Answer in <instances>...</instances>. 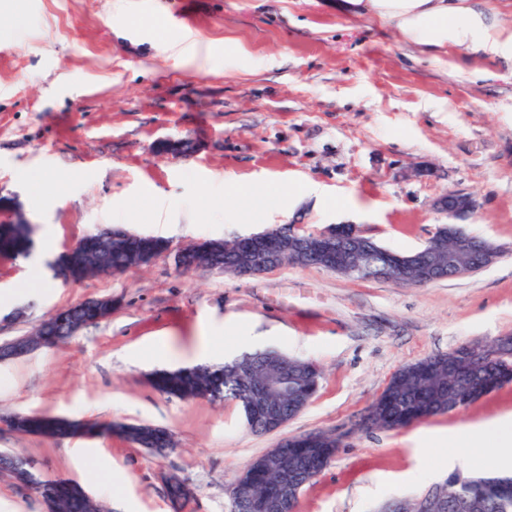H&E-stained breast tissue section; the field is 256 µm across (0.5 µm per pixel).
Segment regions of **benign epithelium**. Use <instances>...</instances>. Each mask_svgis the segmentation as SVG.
<instances>
[{"instance_id":"1","label":"benign epithelium","mask_w":512,"mask_h":512,"mask_svg":"<svg viewBox=\"0 0 512 512\" xmlns=\"http://www.w3.org/2000/svg\"><path fill=\"white\" fill-rule=\"evenodd\" d=\"M437 210L448 214V227H439L435 235L448 230L454 246L436 263L428 261L432 241L420 249L401 257L390 249L378 245L352 225L336 226L320 233H309L295 227L267 230L235 239L240 245V276L266 273L280 267L283 256L288 262L317 266L343 276L353 275L364 281L382 277L405 286H422L456 274L463 277L474 268L488 267L498 259L499 250L490 242L458 229V221L469 218L477 208L476 200L468 195L450 193L436 200ZM512 352V335L502 334L490 342L470 344L465 352L474 366L492 367L502 352ZM280 391V383L265 377L247 392L251 407L259 410L269 423L281 421V407L266 401V396ZM28 466L26 456L20 452L0 451V470L16 474ZM311 469L297 468L285 471L269 487L265 508L268 512H294V503L302 489L310 482ZM249 483L237 482L232 498L231 512L249 510Z\"/></svg>"}]
</instances>
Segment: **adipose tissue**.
Returning a JSON list of instances; mask_svg holds the SVG:
<instances>
[{
  "label": "adipose tissue",
  "instance_id": "obj_1",
  "mask_svg": "<svg viewBox=\"0 0 512 512\" xmlns=\"http://www.w3.org/2000/svg\"><path fill=\"white\" fill-rule=\"evenodd\" d=\"M372 16L391 23L409 42L439 50L464 47L491 55L512 54V30L495 27L485 11L467 0H351ZM464 454L479 455L495 444L498 455L483 459L486 470L512 469V419L462 428Z\"/></svg>",
  "mask_w": 512,
  "mask_h": 512
}]
</instances>
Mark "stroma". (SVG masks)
<instances>
[{
  "instance_id": "obj_1",
  "label": "stroma",
  "mask_w": 512,
  "mask_h": 512,
  "mask_svg": "<svg viewBox=\"0 0 512 512\" xmlns=\"http://www.w3.org/2000/svg\"><path fill=\"white\" fill-rule=\"evenodd\" d=\"M177 22H170V15ZM211 44L190 50L194 35ZM188 139L184 153H161ZM45 176L38 190L24 177ZM265 191L224 218V182ZM63 191L54 207L41 198ZM292 192L287 214L280 191ZM476 198L468 232L499 259L421 287L352 280L315 267L257 276L178 269L174 253L293 226H357L415 251L447 223L434 201ZM30 222L35 250L57 257L85 235L121 227L168 240L144 267L79 282L30 257L0 255V344L32 335L62 309L111 298L112 314L69 341L0 362V413L66 416L166 429L157 453L117 434L61 439L0 429V449L31 457L45 479L81 484L103 512H230L237 478L289 436L340 440L296 512H379L452 470L443 448L414 452L424 427L454 428L512 412V384L465 409L397 430L363 418L403 365L512 332V57L432 52L347 0H0V218ZM268 332L267 348L319 366L310 404L279 431L256 434L236 401L181 400L155 371L242 350L225 321ZM180 351L151 353L160 339ZM108 468L84 474L79 449ZM191 492L173 503L165 478ZM0 512H47L0 473Z\"/></svg>"
}]
</instances>
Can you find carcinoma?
Segmentation results:
<instances>
[{"label":"carcinoma","instance_id":"1","mask_svg":"<svg viewBox=\"0 0 512 512\" xmlns=\"http://www.w3.org/2000/svg\"><path fill=\"white\" fill-rule=\"evenodd\" d=\"M32 239L24 224H0V254H26L31 250ZM169 249L166 240L159 237H134L122 228H112L108 233L90 239L74 253L60 255L55 264L65 266L71 280L81 281L89 276L111 269L117 273L140 267L147 256H157ZM238 253L234 245H219L211 251L200 254L185 251L177 257V265L184 270L199 266L222 268L237 262ZM65 323L53 327H41L37 335L46 337L47 343L58 338L70 337L71 321L86 322L95 316L94 310L77 304L66 309ZM257 354H244L240 358L221 366H194L171 371L156 372L152 385L162 394L180 399H194L208 395L213 400L241 397L245 382L239 367ZM272 375H288L287 412L283 422H288L300 413L316 391L315 378L306 362L292 359L280 352L269 353L267 363ZM500 368L484 369L479 373L470 370L469 363L460 361L454 383L448 380V354L443 353L402 366L389 380L381 399L372 404L376 426L387 429L405 427L417 422L423 416L443 414L452 402L453 386L468 389L475 398L502 386ZM246 423L251 431L269 433L275 426L265 423L247 406H242ZM96 425L80 423L63 417L39 414L23 415L10 430L54 438L62 435L89 434ZM103 431L125 437L128 441L147 448H172L170 434L158 427L146 424L111 422L102 426ZM293 447L299 449L297 456L310 465L321 464L331 459L339 447L333 435L319 433L316 441L308 443L304 437H297ZM252 475L250 512H264L260 497L265 489L267 477L254 469ZM438 494L448 501V512H454V504L465 503L467 512H512L511 476H472L466 472L451 474ZM56 512H102L100 506L86 493L82 486L66 480L56 481Z\"/></svg>","mask_w":512,"mask_h":512}]
</instances>
